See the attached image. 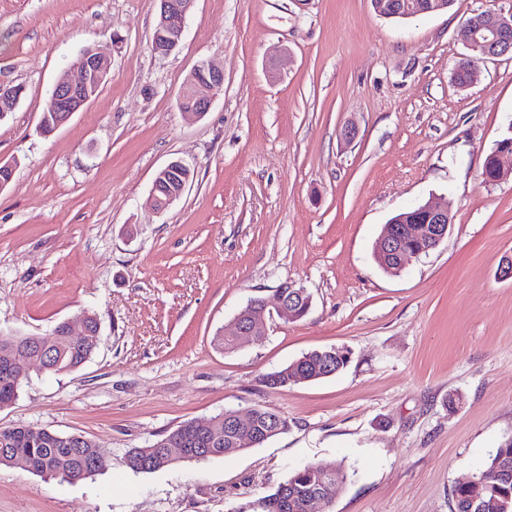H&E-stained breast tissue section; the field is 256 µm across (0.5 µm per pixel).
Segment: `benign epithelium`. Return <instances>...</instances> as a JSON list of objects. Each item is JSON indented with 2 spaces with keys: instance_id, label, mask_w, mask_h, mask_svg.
Returning a JSON list of instances; mask_svg holds the SVG:
<instances>
[{
  "instance_id": "obj_1",
  "label": "benign epithelium",
  "mask_w": 512,
  "mask_h": 512,
  "mask_svg": "<svg viewBox=\"0 0 512 512\" xmlns=\"http://www.w3.org/2000/svg\"><path fill=\"white\" fill-rule=\"evenodd\" d=\"M194 0H160L159 20L154 29L151 48L159 55H168L179 47L182 42L185 21L193 6ZM467 53L460 57L463 64L472 58L479 49L489 56H502L512 51V9L509 12L498 10L488 21L470 19L466 27ZM75 67L78 76L71 79L60 78L52 88L51 100L53 108L44 112L41 118V129L54 131L64 125L71 116L81 110L100 90L106 74L110 70V60L94 48L81 51ZM224 89V72L215 68L207 61L198 62L193 68L188 81L178 97L180 111L200 117L207 112L214 99ZM22 90L19 87H0V112L13 108L20 100ZM191 178V170L180 161H172L162 168L153 181L149 193V206L156 212L167 210L179 200ZM416 215H402L384 227L380 240L378 257L385 262L389 272L398 276L404 269L405 261L417 257L422 251L412 247L415 242L427 244L430 248L437 247L447 236L452 225L448 208L432 201L420 206ZM291 300L283 298L268 305V314L253 318L249 312L243 311L236 316L235 336H250L260 341L266 336L267 323L274 315L292 314ZM56 333L34 337L38 345L36 351L24 352L23 371H28L34 363L39 364L43 371L51 370L46 359L48 348L55 341ZM252 416V411L242 414L238 411L227 415L232 421L233 430L250 443V436L243 430V424Z\"/></svg>"
}]
</instances>
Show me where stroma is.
I'll use <instances>...</instances> for the list:
<instances>
[{"mask_svg":"<svg viewBox=\"0 0 512 512\" xmlns=\"http://www.w3.org/2000/svg\"><path fill=\"white\" fill-rule=\"evenodd\" d=\"M512 0H454L393 21L370 0H195L178 50L151 49L159 0H0V331H80L81 367L31 368L0 427L94 441L101 474L48 480L0 466V512H236L307 462L348 471L322 512H454L453 488L512 437V177L486 156L512 129V55L458 86L469 17ZM111 61L96 98L54 133L47 93L86 47ZM224 90L179 111L193 67ZM355 127L345 141L343 132ZM188 165L183 197L147 204L157 173ZM447 203V238L400 276L374 261L397 212ZM289 281L300 320L232 335L247 300ZM350 350L341 372L284 388L263 374ZM261 404L288 420L262 445L151 473L129 449L179 425Z\"/></svg>","mask_w":512,"mask_h":512,"instance_id":"stroma-1","label":"stroma"}]
</instances>
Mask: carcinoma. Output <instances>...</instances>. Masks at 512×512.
Instances as JSON below:
<instances>
[{"instance_id": "obj_1", "label": "carcinoma", "mask_w": 512, "mask_h": 512, "mask_svg": "<svg viewBox=\"0 0 512 512\" xmlns=\"http://www.w3.org/2000/svg\"><path fill=\"white\" fill-rule=\"evenodd\" d=\"M23 346L16 339H0V405H9L18 397L21 382L18 371L8 368V360L22 355ZM96 351V346L84 341L76 342L68 336L56 337V346L47 360L58 368L80 367ZM349 363L347 356L332 359L325 350H313L303 355L295 363L266 374L262 382L270 389L284 388L293 382L295 371L300 370L311 380L320 379L340 371ZM254 418L251 429L256 435V444L288 430V419L262 405L253 407ZM216 416L217 424L208 434L199 435L192 429V423L180 425L165 438L145 448H132L126 455L127 467L135 473H148L172 464L166 454V442L170 439L184 440L205 449L208 457H220L244 448L238 437L228 430L225 415ZM88 442H79L73 435H60L46 430L28 427L0 428V465H9L16 459L26 464L30 470L64 481L83 479L88 470L92 455L88 452ZM487 485L495 488L502 497L512 494V438L505 441L489 455L484 468L475 474ZM347 474L337 468L331 477L326 476L316 463L298 466L288 479L276 490L257 497L238 512H308L307 503L317 492L335 496L338 486L345 483ZM471 484L457 481L454 487L455 512H499V506L492 504L489 497L477 502L471 501Z\"/></svg>"}]
</instances>
